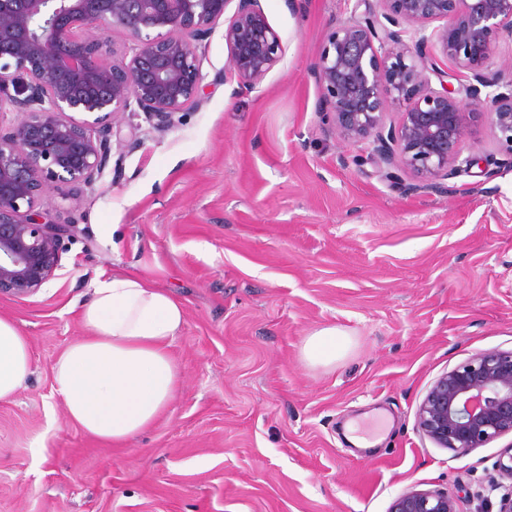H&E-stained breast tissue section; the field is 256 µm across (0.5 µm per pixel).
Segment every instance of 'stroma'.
<instances>
[{
	"label": "stroma",
	"mask_w": 512,
	"mask_h": 512,
	"mask_svg": "<svg viewBox=\"0 0 512 512\" xmlns=\"http://www.w3.org/2000/svg\"><path fill=\"white\" fill-rule=\"evenodd\" d=\"M356 0H261L285 48L254 89L206 44L209 96L166 132L142 124L79 198L51 193L78 233L58 278L0 297L32 375L0 402V512H389L402 493L480 490L504 435L464 456L417 429L435 380L512 349V153L484 123L452 190L386 181L316 112L310 69ZM175 294L181 383L143 434L115 446L68 422L53 366L87 335L101 273ZM336 331L329 364L303 354Z\"/></svg>",
	"instance_id": "35a3bbf8"
}]
</instances>
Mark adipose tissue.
<instances>
[{
	"instance_id": "ef3b65f1",
	"label": "adipose tissue",
	"mask_w": 512,
	"mask_h": 512,
	"mask_svg": "<svg viewBox=\"0 0 512 512\" xmlns=\"http://www.w3.org/2000/svg\"><path fill=\"white\" fill-rule=\"evenodd\" d=\"M88 336L57 359L54 391L69 422L98 439L123 444L149 429L179 387L169 348L185 312L170 291L136 274H100L80 305ZM31 375L30 345L0 316V401H8Z\"/></svg>"
}]
</instances>
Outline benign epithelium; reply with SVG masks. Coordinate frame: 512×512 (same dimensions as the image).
Here are the masks:
<instances>
[{"label": "benign epithelium", "instance_id": "1", "mask_svg": "<svg viewBox=\"0 0 512 512\" xmlns=\"http://www.w3.org/2000/svg\"><path fill=\"white\" fill-rule=\"evenodd\" d=\"M228 2L0 0V112L25 114L0 132V296L30 297L58 277L74 225L52 220L47 194L76 197L102 177L113 145L137 136L126 113L165 132L202 105V47ZM362 2L364 16L335 27L312 66L316 111L345 146L389 182L410 172L424 189L471 173L477 157L463 155L464 140L478 120L512 151V78L489 68L496 40L512 38V0ZM114 30L125 34L121 48L106 37ZM224 41L227 70L243 88L260 84L283 55L260 0H238ZM433 76L460 86L436 89ZM392 105L402 107L395 124ZM417 425L457 456L512 434V350L476 353L442 374ZM494 470L477 512L494 504L512 512V443ZM459 503L446 491L412 490L390 512H460Z\"/></svg>", "mask_w": 512, "mask_h": 512}]
</instances>
